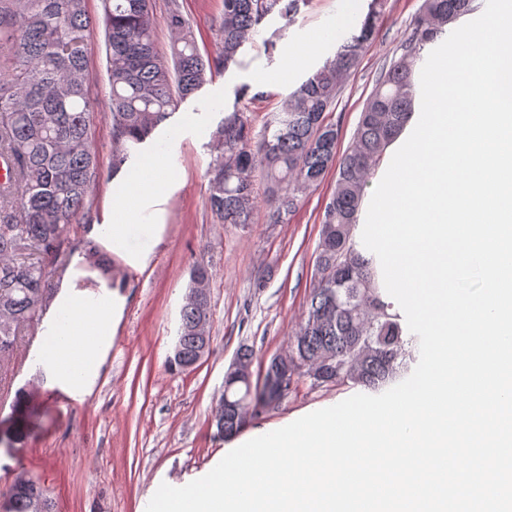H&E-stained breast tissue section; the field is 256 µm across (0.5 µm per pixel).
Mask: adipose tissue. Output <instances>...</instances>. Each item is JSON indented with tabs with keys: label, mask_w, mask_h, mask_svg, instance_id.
Segmentation results:
<instances>
[{
	"label": "adipose tissue",
	"mask_w": 512,
	"mask_h": 512,
	"mask_svg": "<svg viewBox=\"0 0 512 512\" xmlns=\"http://www.w3.org/2000/svg\"><path fill=\"white\" fill-rule=\"evenodd\" d=\"M152 182H140L112 199L113 224L95 225L94 238L122 257L130 266L145 260V251L128 244L125 220L132 214L135 197H154ZM83 256H74L59 279V290L42 322L38 354L34 364L46 384L68 392L83 391L96 375L103 350L114 333L120 309L110 289L93 294L83 289Z\"/></svg>",
	"instance_id": "ef3b65f1"
}]
</instances>
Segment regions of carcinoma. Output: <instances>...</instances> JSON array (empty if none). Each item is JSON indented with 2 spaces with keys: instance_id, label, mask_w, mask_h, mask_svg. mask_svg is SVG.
<instances>
[{
  "instance_id": "carcinoma-1",
  "label": "carcinoma",
  "mask_w": 512,
  "mask_h": 512,
  "mask_svg": "<svg viewBox=\"0 0 512 512\" xmlns=\"http://www.w3.org/2000/svg\"><path fill=\"white\" fill-rule=\"evenodd\" d=\"M306 0H223L217 21L221 50L203 55L177 0H170L172 65L156 50L152 0H102L112 115V172L139 154L178 101L205 71L239 63L258 26L274 11L293 20ZM387 0H368L360 28L285 100L260 131L247 113H224L212 133L208 204L234 228L254 223L259 196L267 223L285 224L308 192L336 168L334 190L320 221L312 286L305 312L279 354L296 374L282 389L278 375L249 386L253 364L244 348L224 375L213 408L217 435L231 439L247 422L280 407L299 384L310 389L360 387L379 394L405 380L419 360V338L386 292L377 256L356 242L365 190L415 110L418 66L453 24L480 8L477 0H424L400 55L382 68L344 152L329 120L336 98L373 39ZM93 22L85 0H0V361L14 356L21 328L38 325L57 293L48 266L78 216L86 213L99 165L91 146L94 99L85 79L86 41ZM87 259L103 274L111 261L93 242ZM210 268L196 263L180 312L171 368L195 367L211 346ZM54 512L39 480L22 474L11 485L7 512Z\"/></svg>"
}]
</instances>
